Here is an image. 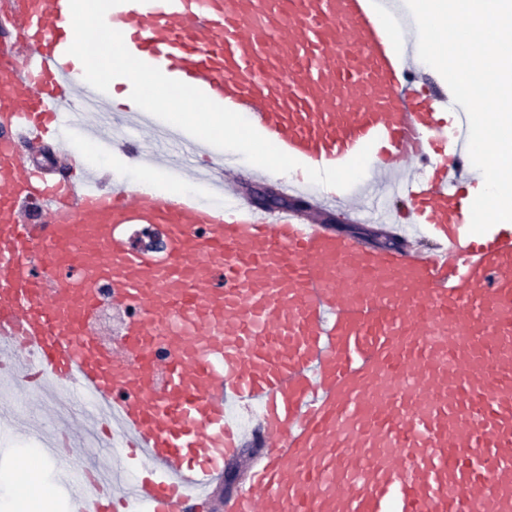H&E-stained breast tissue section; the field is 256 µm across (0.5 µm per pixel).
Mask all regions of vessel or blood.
Listing matches in <instances>:
<instances>
[{"label": "vessel or blood", "instance_id": "b4317fda", "mask_svg": "<svg viewBox=\"0 0 512 512\" xmlns=\"http://www.w3.org/2000/svg\"><path fill=\"white\" fill-rule=\"evenodd\" d=\"M0 17L17 33L0 63V385L92 471L69 512H195L243 446L235 409L259 448L224 512H512V225L470 231L469 125L447 86L418 90L404 0H123L108 20L305 166L370 147L427 249L242 198L226 153L77 76L69 0H0ZM95 112L118 125L101 144L197 192L29 166L23 147L97 137ZM376 199L357 184L322 205L380 222ZM128 224L161 227L165 257L133 251ZM106 300L131 311L120 355L92 333Z\"/></svg>", "mask_w": 512, "mask_h": 512}]
</instances>
